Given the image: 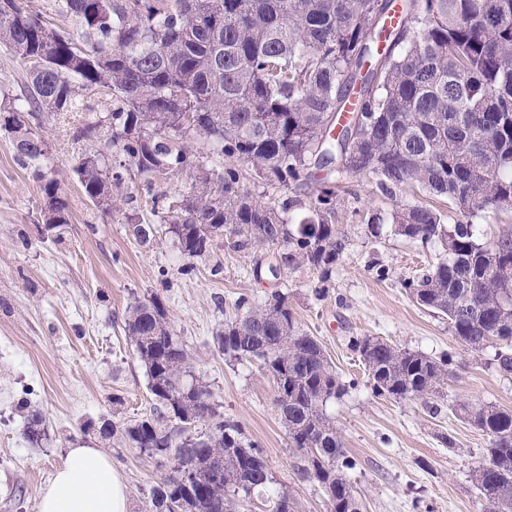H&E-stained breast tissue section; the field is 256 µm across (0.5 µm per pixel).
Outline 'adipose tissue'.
<instances>
[{
	"mask_svg": "<svg viewBox=\"0 0 512 512\" xmlns=\"http://www.w3.org/2000/svg\"><path fill=\"white\" fill-rule=\"evenodd\" d=\"M129 491L101 449H70L46 485L39 512H128Z\"/></svg>",
	"mask_w": 512,
	"mask_h": 512,
	"instance_id": "adipose-tissue-1",
	"label": "adipose tissue"
}]
</instances>
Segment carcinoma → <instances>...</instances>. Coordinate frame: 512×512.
Wrapping results in <instances>:
<instances>
[{
    "label": "carcinoma",
    "instance_id": "1",
    "mask_svg": "<svg viewBox=\"0 0 512 512\" xmlns=\"http://www.w3.org/2000/svg\"><path fill=\"white\" fill-rule=\"evenodd\" d=\"M81 33L45 29L23 0H0V43L24 64L27 108H0V131L40 182V218L64 240L70 224L60 185L45 170V121L83 109L84 93H105L113 108L73 132L83 145L75 172L102 212L143 200L157 223L125 215L130 236L150 245L164 234L190 260L211 261L218 242L248 253L280 247L286 269L308 265L330 280L345 239L329 217L339 176H362L384 192L417 191L454 204L449 226L425 201L372 213L369 234L388 224L398 236L439 240L447 256L404 282L420 306L448 318L466 350L499 345L512 373V233L479 242L471 218L512 211V0H61ZM193 114L207 150L190 152L182 119ZM116 146L117 161L95 145ZM329 169L295 228L296 200L262 201L253 180L273 190L305 186ZM185 175L189 191L169 196L155 173ZM138 180L137 195L126 191ZM125 331L145 367L151 413L98 431V439L139 448L169 469L152 488L148 512H235L238 497L260 496L265 512H298L271 488L260 445L224 418L211 386L156 297L125 311ZM231 360H257L272 378L298 474L317 483L329 512H361L346 471L349 458L328 402L348 385L320 343L298 325L288 293L260 303L245 296L216 334ZM353 351L377 397L433 409L451 361L354 336ZM487 437L486 463L473 474L483 512H512V410L460 404ZM207 427L194 432L189 425ZM27 438L48 440L43 418L27 416Z\"/></svg>",
    "mask_w": 512,
    "mask_h": 512
}]
</instances>
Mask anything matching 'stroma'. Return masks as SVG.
<instances>
[{"label":"stroma","instance_id":"35a3bbf8","mask_svg":"<svg viewBox=\"0 0 512 512\" xmlns=\"http://www.w3.org/2000/svg\"><path fill=\"white\" fill-rule=\"evenodd\" d=\"M25 67L0 44V105L17 103ZM80 112L50 117L45 138L55 161L51 172L65 198L71 224L54 243L39 216L41 191L0 132V512H37L41 491L69 449L98 447L92 423L126 422L148 415L154 400L144 367L134 357L123 315L135 300L160 296L197 375L211 386L224 416L238 421L267 458L273 486L290 494L299 512H327L322 489L301 480L289 448L272 381L257 362L225 360L214 341L238 297L264 300L288 293L298 324L315 336L343 381L354 387L328 404L358 468L349 479L362 512H482L472 473L484 461L486 438L458 414L464 402L512 409V375L501 374L495 347L472 355L448 322L414 303L402 286L445 258L440 242L382 233L372 237L369 213L419 201V194L381 192L374 180L350 176L336 202L334 224L346 250L323 297H315L319 272L310 266L278 267V250H219L224 271L186 260L170 239L150 246L128 233L122 211L104 214L85 196L74 172L79 145L72 135ZM353 336L377 337L452 362L453 377L436 411L420 404L373 397L367 374L349 347ZM122 405L113 406V397ZM41 413L50 434L42 447L25 436L20 405ZM451 444H444L443 436ZM123 474L129 512H147L152 488L164 473L140 449L107 450Z\"/></svg>","mask_w":512,"mask_h":512}]
</instances>
